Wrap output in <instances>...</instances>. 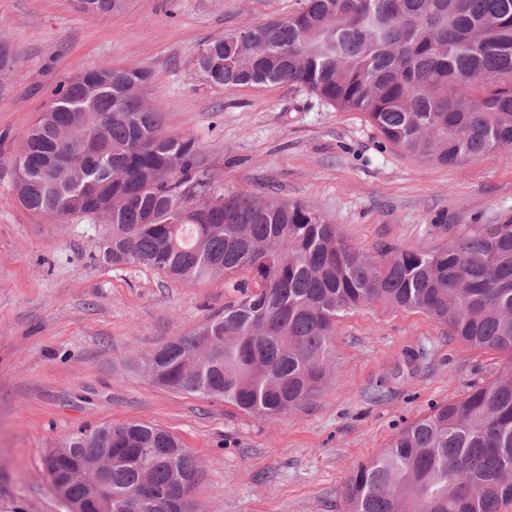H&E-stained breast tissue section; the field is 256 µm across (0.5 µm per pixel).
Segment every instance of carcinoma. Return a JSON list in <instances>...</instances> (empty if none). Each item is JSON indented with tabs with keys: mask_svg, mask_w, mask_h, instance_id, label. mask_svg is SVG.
Segmentation results:
<instances>
[{
	"mask_svg": "<svg viewBox=\"0 0 512 512\" xmlns=\"http://www.w3.org/2000/svg\"><path fill=\"white\" fill-rule=\"evenodd\" d=\"M125 0H74L110 15ZM215 87L288 84L341 112H358L389 144L453 166L512 147V0H305L286 19L206 44ZM146 68L103 65L55 92L12 157L27 210L109 225L114 266L182 282H226L239 293L193 332L151 352L140 369L156 387L230 403L259 418L302 406L329 382L337 322L369 303L418 309L464 344L500 352L511 368L435 407L360 464L346 512H506L512 506V217L472 224L434 251L345 241L304 204L270 194L214 193L190 136L169 135L144 89ZM146 448L167 449L157 460ZM112 453L109 512L144 484L167 494L199 475L190 451L140 422L87 426L45 458L81 475Z\"/></svg>",
	"mask_w": 512,
	"mask_h": 512,
	"instance_id": "cac0c4a2",
	"label": "carcinoma"
}]
</instances>
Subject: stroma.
<instances>
[{"instance_id": "1", "label": "stroma", "mask_w": 512, "mask_h": 512, "mask_svg": "<svg viewBox=\"0 0 512 512\" xmlns=\"http://www.w3.org/2000/svg\"><path fill=\"white\" fill-rule=\"evenodd\" d=\"M304 0H126L109 16L73 0H0V512H68L44 460L85 426L142 422L195 457V512H344L354 468L434 406L498 375L503 356L418 310L366 304L338 322L329 384L260 419L152 385L147 354L223 310L231 289L113 267L100 224L24 209L11 158L60 83L109 64L151 72L147 101L196 138L221 193L300 201L349 242L433 249L457 226L512 215V148L425 164L363 116L285 84L216 88L194 71L225 32L283 19Z\"/></svg>"}]
</instances>
